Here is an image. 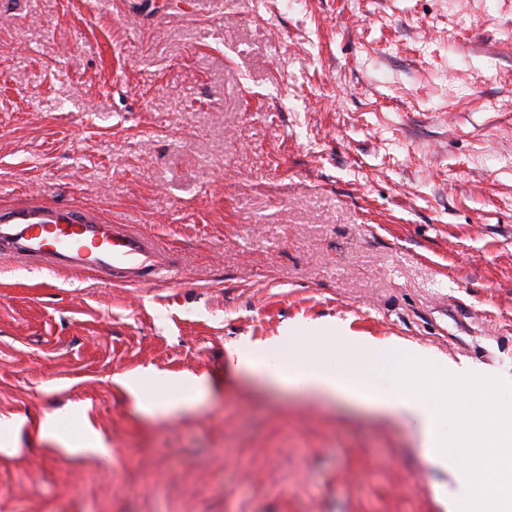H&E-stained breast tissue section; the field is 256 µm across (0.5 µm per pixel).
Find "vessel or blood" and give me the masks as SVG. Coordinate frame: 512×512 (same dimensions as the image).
Masks as SVG:
<instances>
[{
  "instance_id": "b4317fda",
  "label": "vessel or blood",
  "mask_w": 512,
  "mask_h": 512,
  "mask_svg": "<svg viewBox=\"0 0 512 512\" xmlns=\"http://www.w3.org/2000/svg\"><path fill=\"white\" fill-rule=\"evenodd\" d=\"M0 254L51 269H79L120 283L178 282L155 241L85 210L30 200L0 214Z\"/></svg>"
}]
</instances>
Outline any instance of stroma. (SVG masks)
<instances>
[{
  "label": "stroma",
  "mask_w": 512,
  "mask_h": 512,
  "mask_svg": "<svg viewBox=\"0 0 512 512\" xmlns=\"http://www.w3.org/2000/svg\"><path fill=\"white\" fill-rule=\"evenodd\" d=\"M27 197L184 277L0 257V512H448L403 419L229 361L293 326L512 402V0H0V212ZM146 370L207 385L150 415ZM79 408L106 453L39 439ZM411 359L415 360L414 365L417 373L426 381H429V384L434 385L438 391L442 388L448 391V387L452 386V379L467 374L464 367L454 366L450 369L443 365L435 370L425 364L417 355H412Z\"/></svg>",
  "instance_id": "35a3bbf8"
}]
</instances>
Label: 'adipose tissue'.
Segmentation results:
<instances>
[{
    "label": "adipose tissue",
    "instance_id": "adipose-tissue-1",
    "mask_svg": "<svg viewBox=\"0 0 512 512\" xmlns=\"http://www.w3.org/2000/svg\"><path fill=\"white\" fill-rule=\"evenodd\" d=\"M348 349L351 358L335 363L338 349ZM238 365L260 372L273 381L294 387L357 398L375 407L396 410L419 434L427 460L448 475L437 493L448 503V512H458L466 503L468 512H512V436L497 422L469 416L460 426L477 448H495L497 476L492 483H480L476 468L468 459L450 454L448 435L442 427L445 407L436 396L439 389L450 387L454 378L465 375L462 367L431 368L416 361L417 373L430 387L411 392L379 384L369 369L370 361L382 356L377 345L359 340L340 329L313 326L295 327L273 344L234 347ZM126 385L138 407L149 414H173L190 405L192 397L204 388L202 378L160 380L151 374L127 380Z\"/></svg>",
    "mask_w": 512,
    "mask_h": 512
}]
</instances>
